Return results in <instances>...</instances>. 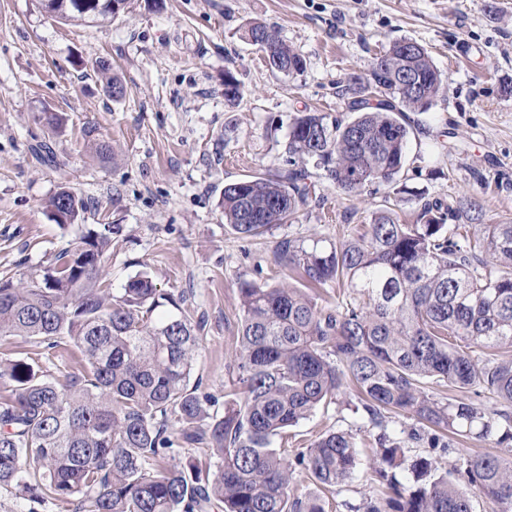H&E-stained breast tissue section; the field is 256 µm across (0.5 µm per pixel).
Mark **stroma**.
<instances>
[{
    "label": "stroma",
    "mask_w": 512,
    "mask_h": 512,
    "mask_svg": "<svg viewBox=\"0 0 512 512\" xmlns=\"http://www.w3.org/2000/svg\"><path fill=\"white\" fill-rule=\"evenodd\" d=\"M253 21L305 58L304 73L265 64L241 37ZM403 38L428 49L444 92L429 110L407 113L412 133L396 180L347 194L317 170L294 223L237 235L224 222L225 184L287 168L296 114L351 120L348 77ZM103 60L121 99L105 88ZM229 74L243 91L234 103L224 97ZM48 112L63 117L60 130L47 127ZM88 125L110 143V162L84 142ZM42 143L55 165L36 156ZM63 187L88 203L66 226L46 209ZM427 199L475 200L485 223L512 222V0H134L118 18L66 23L41 0H0V276L46 264L90 225H118L102 277L115 294L145 272L161 292L186 295L205 321L190 378L200 392L220 399L232 385L240 283L287 282L278 241L335 242L390 206L413 224ZM43 352L57 380L83 368L69 339L49 351L22 337L0 342V362ZM348 401L341 395L290 428L293 445L347 430L369 466L374 437Z\"/></svg>",
    "instance_id": "stroma-1"
}]
</instances>
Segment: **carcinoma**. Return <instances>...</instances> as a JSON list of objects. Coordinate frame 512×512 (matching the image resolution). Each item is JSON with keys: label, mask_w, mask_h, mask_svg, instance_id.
<instances>
[{"label": "carcinoma", "mask_w": 512, "mask_h": 512, "mask_svg": "<svg viewBox=\"0 0 512 512\" xmlns=\"http://www.w3.org/2000/svg\"><path fill=\"white\" fill-rule=\"evenodd\" d=\"M65 21L112 16V0H43ZM244 38L260 45L267 66L286 76L306 61L277 31L252 22ZM413 78L416 90L401 87ZM443 89L424 46L396 40L373 58L365 76L344 88L357 116L328 121L304 112L290 124L288 168L224 186V221L258 237L296 218L314 183L315 161L336 188L351 194L402 171L410 131L403 112L425 111ZM50 213L86 211L63 188ZM479 223L481 208L426 203L420 223L401 224L394 209L374 213L362 231L336 243L279 242L280 263L316 288L336 281L347 299L320 305L305 288L239 287L241 319L232 363L241 389L217 400L189 386L202 347V320L184 295L159 292L142 272L112 294L101 260L114 226L95 224L46 265L18 281L0 278V340L26 337L58 347L69 338L83 370L63 383L28 360L0 363V490L30 503H77L75 512H327L320 491L352 480L359 468L352 433L329 429L290 455L288 428L355 392L354 413L375 434V477L386 497L350 512H512V461L492 452L459 458L462 480L438 473L436 459L406 455L425 446L447 453L452 439L512 442V224H486L472 236L454 220ZM175 312L160 315L164 304ZM430 384L458 392L443 401ZM487 393L492 410L477 403ZM412 421L396 432L391 419ZM178 432L168 434L171 424ZM281 440L275 446V440ZM202 443L217 458L171 466L174 448ZM407 474L408 484L396 480ZM304 473L317 491L292 494Z\"/></svg>", "instance_id": "obj_1"}]
</instances>
